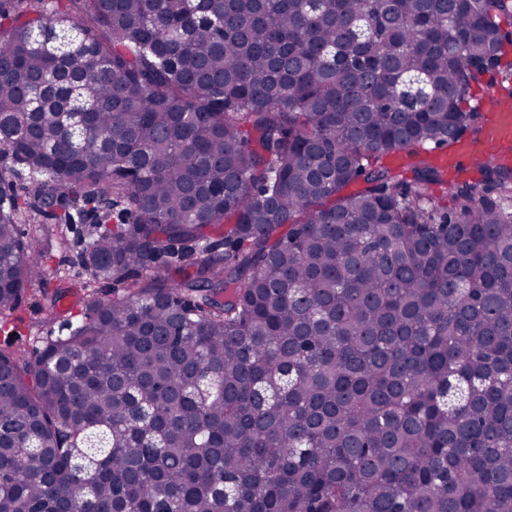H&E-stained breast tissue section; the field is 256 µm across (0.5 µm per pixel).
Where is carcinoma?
I'll use <instances>...</instances> for the list:
<instances>
[{
  "label": "carcinoma",
  "mask_w": 512,
  "mask_h": 512,
  "mask_svg": "<svg viewBox=\"0 0 512 512\" xmlns=\"http://www.w3.org/2000/svg\"><path fill=\"white\" fill-rule=\"evenodd\" d=\"M511 21L3 0L0 181L34 192L0 199V317L44 276L23 205L93 216L77 259L116 288L0 349V512H512V164L422 156L478 130L484 76L512 99Z\"/></svg>",
  "instance_id": "carcinoma-1"
}]
</instances>
